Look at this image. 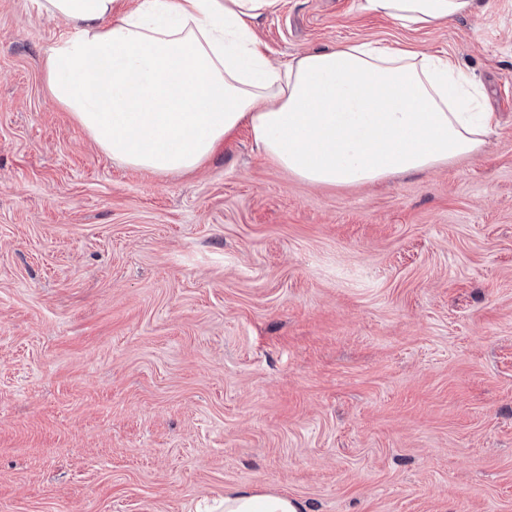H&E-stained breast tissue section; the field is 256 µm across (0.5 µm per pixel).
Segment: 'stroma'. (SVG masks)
<instances>
[{
  "mask_svg": "<svg viewBox=\"0 0 512 512\" xmlns=\"http://www.w3.org/2000/svg\"><path fill=\"white\" fill-rule=\"evenodd\" d=\"M0 0V512H512V0L418 30L278 0L270 61L448 52L499 125L474 157L312 186L248 129L197 170L112 159L50 96L70 31ZM213 510L220 512H308L298 498L269 490L237 488L224 492Z\"/></svg>",
  "mask_w": 512,
  "mask_h": 512,
  "instance_id": "obj_1",
  "label": "stroma"
}]
</instances>
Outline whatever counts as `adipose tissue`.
<instances>
[{
  "label": "adipose tissue",
  "instance_id": "ef3b65f1",
  "mask_svg": "<svg viewBox=\"0 0 512 512\" xmlns=\"http://www.w3.org/2000/svg\"><path fill=\"white\" fill-rule=\"evenodd\" d=\"M277 0H42L72 29L47 54L46 83L98 146L158 175L197 169L248 127L264 157L303 182L371 184L482 150L494 113L445 52L381 41L268 62L250 26ZM476 0H360L407 29L474 11ZM217 512H307L285 493L225 491Z\"/></svg>",
  "mask_w": 512,
  "mask_h": 512
}]
</instances>
